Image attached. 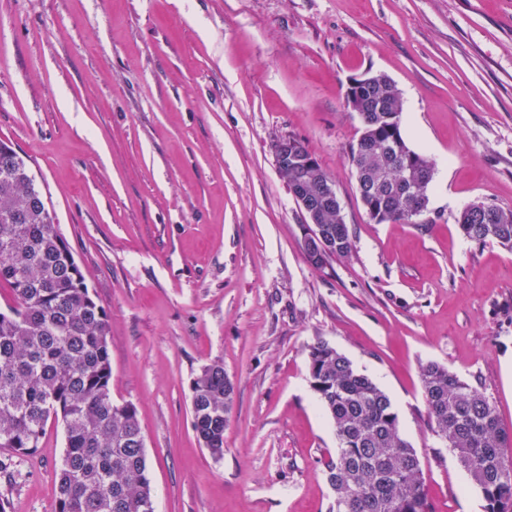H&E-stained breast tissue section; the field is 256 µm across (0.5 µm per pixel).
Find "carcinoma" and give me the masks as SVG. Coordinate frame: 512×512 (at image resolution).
<instances>
[{"mask_svg":"<svg viewBox=\"0 0 512 512\" xmlns=\"http://www.w3.org/2000/svg\"><path fill=\"white\" fill-rule=\"evenodd\" d=\"M351 111L361 131L349 160L360 200L377 224H411L428 212L433 160L410 148L398 119L401 94L387 75L366 77ZM413 156L416 165H403ZM316 197L332 183L319 163L281 171ZM471 241L512 249V210L473 203L457 218ZM324 268L346 258L353 238L341 205L318 216ZM15 305L0 312V448L28 454L50 421L65 449L54 512H155L137 410L112 400L108 314L55 224L28 165L0 140V286ZM310 384L333 422L338 444L327 464L328 512H433L420 459L403 437L386 393L328 343L309 350ZM420 380L433 432L482 493L484 512H512V431L504 429L482 383L428 362ZM192 427L215 458L224 456L234 385L224 366H203L191 381Z\"/></svg>","mask_w":512,"mask_h":512,"instance_id":"carcinoma-1","label":"carcinoma"}]
</instances>
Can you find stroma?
<instances>
[{"label": "stroma", "instance_id": "stroma-1", "mask_svg": "<svg viewBox=\"0 0 512 512\" xmlns=\"http://www.w3.org/2000/svg\"><path fill=\"white\" fill-rule=\"evenodd\" d=\"M388 75L435 163L427 223L377 224L349 161V77ZM301 140L333 177L349 257L316 268L277 166ZM0 139L24 156L109 315L156 512H327L323 340L381 387L433 512H483L432 431L421 364L482 380L512 429V251L456 216L512 210V0H0ZM224 365V455L192 428V378ZM64 435L0 450L7 512H53Z\"/></svg>", "mask_w": 512, "mask_h": 512}]
</instances>
